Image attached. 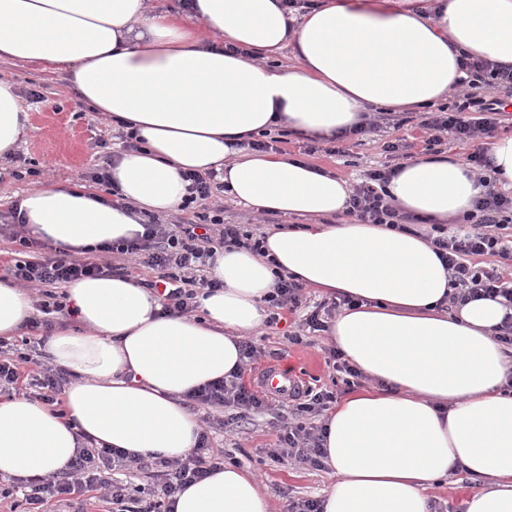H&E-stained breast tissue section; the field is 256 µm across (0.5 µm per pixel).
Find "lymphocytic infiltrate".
I'll use <instances>...</instances> for the list:
<instances>
[{
  "label": "lymphocytic infiltrate",
  "mask_w": 512,
  "mask_h": 512,
  "mask_svg": "<svg viewBox=\"0 0 512 512\" xmlns=\"http://www.w3.org/2000/svg\"><path fill=\"white\" fill-rule=\"evenodd\" d=\"M471 78L450 106L420 115L419 125L429 133L427 147L442 145L446 138L468 141L490 135L506 112L512 98V69L483 60L467 63ZM489 88L501 89L498 98L486 97ZM477 180L485 188L474 203L466 220L468 229L446 232L444 225H432L431 243L448 269L454 288L475 297L503 298L512 305V251L504 245L502 232L512 227V192L495 189L486 173L491 167L487 148H478L466 158ZM395 173L394 166L368 171L366 178L352 191L347 215L364 224H385L399 230L406 227V216L389 201L386 185ZM188 183L185 208L198 209L197 221L176 224L150 218L144 232L127 244L117 245L118 254L130 256L149 277L147 287L159 289L165 314L192 313L195 298L203 291L216 288L208 278L205 265L211 252L208 245L213 234H220L224 246L244 247L264 254V238L224 221V208L217 202L224 186L216 173H186ZM19 258L7 271L23 286L43 290L83 278L114 272L112 263H100L64 252L54 257H39L36 240L16 234ZM490 255L502 258L501 266L483 269L469 264L472 256ZM66 382L65 372L35 360L21 352L16 358L0 360V390L8 389L48 404L57 403ZM191 399L209 409H219L223 418L217 426L242 422L251 413L269 408L270 399L261 390L246 386L241 373L230 379L207 384L192 394ZM336 400L333 391L306 386L289 397L280 417L275 448L269 455L273 461L297 462L319 466L323 456L324 429L316 419ZM224 456L211 448L208 437H201L197 448L184 460H127L123 451L84 446L71 461L64 477L35 476L27 484L26 504L30 512H48L53 501L77 496L76 512H86L92 500L112 505L113 512H171L174 495L187 485L207 475L209 468L223 463ZM117 469H136L147 478L144 496L134 497L126 487L114 483L110 473Z\"/></svg>",
  "instance_id": "lymphocytic-infiltrate-1"
}]
</instances>
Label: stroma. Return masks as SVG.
I'll use <instances>...</instances> for the list:
<instances>
[{
  "label": "stroma",
  "instance_id": "stroma-1",
  "mask_svg": "<svg viewBox=\"0 0 512 512\" xmlns=\"http://www.w3.org/2000/svg\"><path fill=\"white\" fill-rule=\"evenodd\" d=\"M0 77L14 81L21 100L29 104L31 116L18 157L0 160L1 272L10 264L16 248L11 234L17 226L10 217L16 194L35 184L40 176L90 185L91 174L117 148L118 127L82 103L62 75L0 59ZM33 90L41 93V103H29V93ZM397 137L415 143L416 154H424V132L405 125L348 138L340 144L341 154L319 152L312 160L354 185L361 181L366 170L385 162L383 145ZM304 294L306 300L300 308L285 312L278 325L262 328L254 333L253 339L264 348L262 362L291 370L306 369L311 378L327 385L332 383L333 371L325 363L330 347L326 334L311 333L299 344L288 341L289 334L297 332L306 315L324 300L315 288L305 289ZM274 417V412L263 410L242 426L230 430L212 428L208 434L211 446L223 450L225 462L248 469L264 482L271 499V512H288L289 503L322 499L332 478L323 467L294 462L282 465L267 460L266 455L276 441Z\"/></svg>",
  "mask_w": 512,
  "mask_h": 512
}]
</instances>
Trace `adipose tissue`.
Returning a JSON list of instances; mask_svg holds the SVG:
<instances>
[{"label": "adipose tissue", "instance_id": "adipose-tissue-1", "mask_svg": "<svg viewBox=\"0 0 512 512\" xmlns=\"http://www.w3.org/2000/svg\"><path fill=\"white\" fill-rule=\"evenodd\" d=\"M192 2L151 14L146 0H0V59L63 73L137 142L110 167L113 194L56 179L26 190V233L80 252L133 238L145 214L180 210L188 170L222 173L255 213L317 223L271 232L264 258L215 250L207 275L222 287L187 315L163 314L161 295L133 275L70 282L72 321L43 350L73 381L58 405L0 397V478L60 473L88 443L186 458L201 431L188 396L241 367L238 344L266 320L282 273L358 302L328 335L371 383L326 419L333 482L322 512H431V491L455 471L479 481L465 512H512V355L495 337L506 308L455 299L416 232L330 223L346 209V180L245 147L278 127L331 139L370 107L425 110L459 89L471 60L512 68V0H318L299 16L285 0ZM287 47L293 65L274 67ZM29 123L1 77L0 158ZM387 191L403 211L443 222L463 218L482 187L447 152L403 164ZM33 312L29 290L0 274V339L27 334ZM175 500L173 512H270L266 486L231 463Z\"/></svg>", "mask_w": 512, "mask_h": 512}]
</instances>
